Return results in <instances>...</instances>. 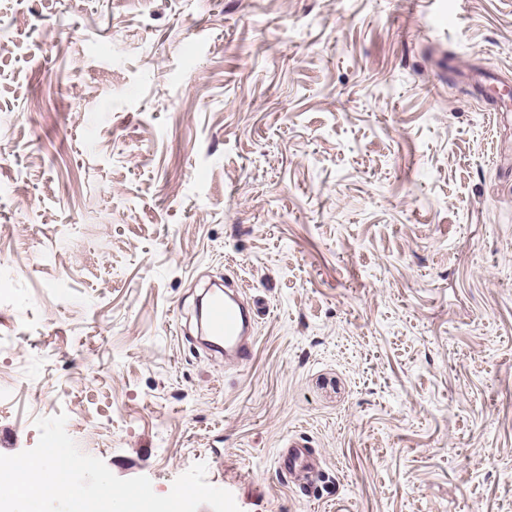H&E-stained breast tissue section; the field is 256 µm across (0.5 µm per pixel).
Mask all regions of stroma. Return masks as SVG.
Segmentation results:
<instances>
[{"mask_svg":"<svg viewBox=\"0 0 512 512\" xmlns=\"http://www.w3.org/2000/svg\"><path fill=\"white\" fill-rule=\"evenodd\" d=\"M512 0H0V454L66 414L241 512H512ZM223 276L250 363L184 336ZM309 437L314 488L280 481ZM473 83L472 87L475 91H478L484 97L492 101L491 112H512L506 100H497L491 95L495 87L499 86V81L494 74L486 72L481 73L473 79ZM318 458L310 442L296 435H289L280 444L274 460V469L278 476L288 482V478L311 473L317 467Z\"/></svg>","mask_w":512,"mask_h":512,"instance_id":"stroma-1","label":"stroma"}]
</instances>
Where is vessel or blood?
I'll return each instance as SVG.
<instances>
[{"label": "vessel or blood", "mask_w": 512, "mask_h": 512, "mask_svg": "<svg viewBox=\"0 0 512 512\" xmlns=\"http://www.w3.org/2000/svg\"><path fill=\"white\" fill-rule=\"evenodd\" d=\"M263 309L261 298L242 295L235 282L207 290L202 312L201 334L208 350L223 355L225 362L238 366L249 361L254 352L255 331ZM318 458L310 442L301 436L284 439L274 460L278 476L288 479L311 473Z\"/></svg>", "instance_id": "obj_1"}]
</instances>
